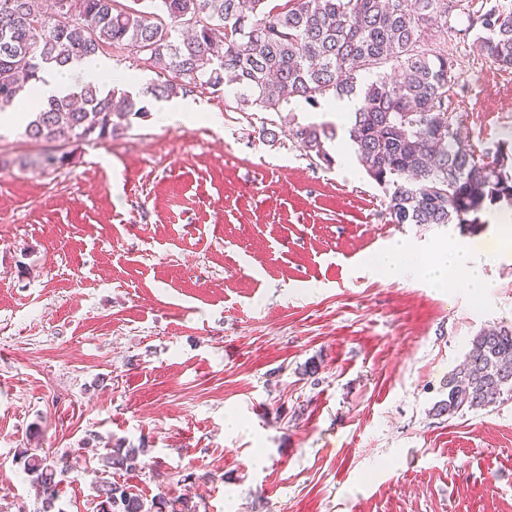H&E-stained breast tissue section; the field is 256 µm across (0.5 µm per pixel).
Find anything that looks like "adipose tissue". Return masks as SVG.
Listing matches in <instances>:
<instances>
[{"instance_id": "ef3b65f1", "label": "adipose tissue", "mask_w": 512, "mask_h": 512, "mask_svg": "<svg viewBox=\"0 0 512 512\" xmlns=\"http://www.w3.org/2000/svg\"><path fill=\"white\" fill-rule=\"evenodd\" d=\"M109 64L95 58L67 66L63 69L50 68L42 72L38 82L41 98L63 96L73 91L76 84H103L110 80ZM375 264L382 272L403 277L407 271H415L420 278L436 287L448 284L449 275H457L473 289L485 285L483 265L474 251L456 238L447 243L417 253L410 251L402 241H394L380 253Z\"/></svg>"}]
</instances>
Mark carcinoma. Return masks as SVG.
<instances>
[{
  "label": "carcinoma",
  "mask_w": 512,
  "mask_h": 512,
  "mask_svg": "<svg viewBox=\"0 0 512 512\" xmlns=\"http://www.w3.org/2000/svg\"><path fill=\"white\" fill-rule=\"evenodd\" d=\"M444 0H80L72 18L35 0H0V111L26 93L49 67L127 50L140 65L163 75L148 93L170 100L188 88L221 92L230 86L236 108L280 112L294 99L316 107L329 95L356 93L358 76L375 79L361 89L349 139L359 164L388 195L393 224L483 223L492 208L512 210V156L508 142L487 161L465 144L448 117L455 64L440 42L448 23ZM477 53L512 69V8L494 6L469 15ZM148 108L126 91L84 85L40 104L24 134L35 142L70 146L119 136ZM288 136L309 156L330 162L328 124L288 125ZM23 166L66 163L40 153ZM448 396L437 411L454 416L484 409L512 391V325L482 329L463 363L448 376ZM143 449L117 442L98 460L114 470L142 465ZM24 471L52 512L68 462L46 463L20 452ZM95 512H195L182 497L160 495L145 505L116 482L97 487Z\"/></svg>",
  "instance_id": "carcinoma-1"
}]
</instances>
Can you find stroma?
<instances>
[{"label": "stroma", "instance_id": "stroma-1", "mask_svg": "<svg viewBox=\"0 0 512 512\" xmlns=\"http://www.w3.org/2000/svg\"><path fill=\"white\" fill-rule=\"evenodd\" d=\"M447 3L448 111L491 153L512 139V69L473 53L468 7L512 0ZM185 99L202 120L149 112L56 170L20 167L40 146L0 126V512L41 508L22 448L69 458L57 512H94L103 480L197 512H512V399L436 411L472 338L512 325L496 226L391 223L357 160L281 133L319 109ZM452 232L494 254L483 292L374 265ZM118 439L145 468L98 462Z\"/></svg>", "mask_w": 512, "mask_h": 512}]
</instances>
